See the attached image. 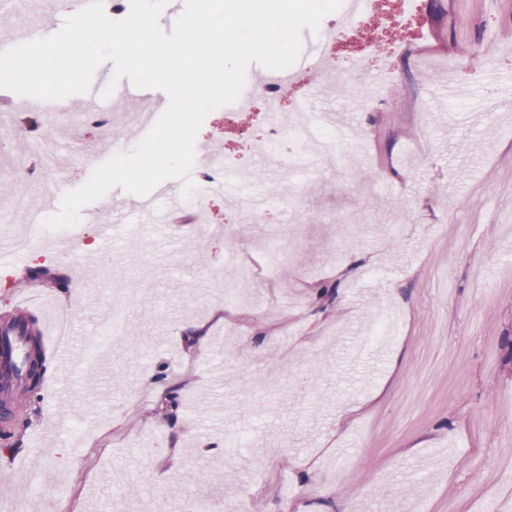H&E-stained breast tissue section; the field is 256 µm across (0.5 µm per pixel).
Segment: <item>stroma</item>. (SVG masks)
<instances>
[{"label": "stroma", "instance_id": "stroma-1", "mask_svg": "<svg viewBox=\"0 0 512 512\" xmlns=\"http://www.w3.org/2000/svg\"><path fill=\"white\" fill-rule=\"evenodd\" d=\"M420 18L392 30L427 74L375 86L373 68L348 86L322 90L316 74L289 91V109L350 106L366 139H348L342 159L293 147L292 162L268 181L255 156L252 112H210L196 138L237 156V178L271 197L261 221L231 196L208 198L216 232L198 242L158 227L136 228L114 251L99 247L89 209L82 253L46 254L0 279V318L14 312L18 283L45 266L63 277L77 341L97 336V314L129 306L131 334L112 340V387L74 363L59 380L17 389L18 436L0 438V512H114L154 502L159 512H210L243 501L250 512H475L492 501L512 512V97L489 94L512 81V55L477 56L480 41L512 48V0H421ZM366 19L339 45L346 60L381 56ZM456 60L465 92L456 111L441 101L444 63ZM381 104L363 110L361 98ZM428 113L431 151L417 152L419 113ZM76 112L50 117L0 103V135L36 128L54 138L76 126L80 150L57 147L55 179L72 191L92 173L84 157L108 160L105 141L77 126ZM373 260L353 264L355 252ZM263 271L228 298L223 279L240 254ZM388 325L379 363L361 352L371 320ZM207 323V352L179 342L177 324ZM168 393L136 397L151 376ZM182 406L170 411L171 398ZM223 440L222 453L203 447ZM181 445L178 467L159 474L163 449Z\"/></svg>", "mask_w": 512, "mask_h": 512}]
</instances>
